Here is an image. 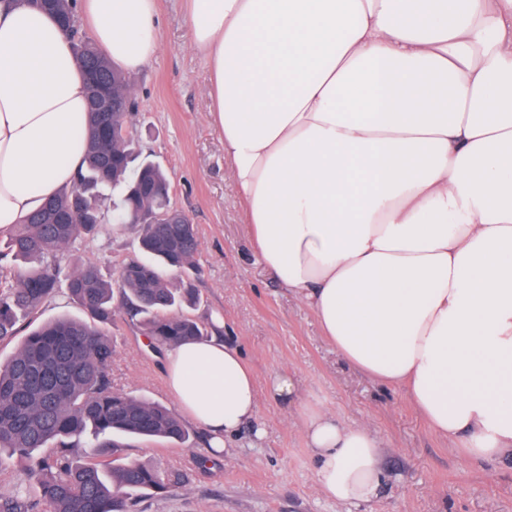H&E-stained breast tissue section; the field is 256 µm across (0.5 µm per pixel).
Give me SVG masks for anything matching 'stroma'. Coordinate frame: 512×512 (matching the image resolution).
Returning <instances> with one entry per match:
<instances>
[{
	"label": "stroma",
	"mask_w": 512,
	"mask_h": 512,
	"mask_svg": "<svg viewBox=\"0 0 512 512\" xmlns=\"http://www.w3.org/2000/svg\"><path fill=\"white\" fill-rule=\"evenodd\" d=\"M158 61L129 72L140 107L133 119L143 155L171 176L170 196L196 226L199 294L193 314L221 317L222 340L239 348L260 393L255 440L235 435L225 454L208 450L207 435L190 425L181 445L133 441L129 458L157 462L186 474L165 498L147 497L142 512H512V460L475 461L434 433L404 391L381 385L347 365L326 340L313 311L257 261L242 207L228 175L224 147L209 118L204 57L190 44L183 0H157ZM134 230L106 227L92 243L59 254L62 267L82 258L118 266L139 256ZM114 389L165 405L164 352L124 317L112 327ZM291 374L297 400L268 387ZM323 408L347 422H364L380 438L386 480L377 496L343 505L319 489L303 436L304 408Z\"/></svg>",
	"instance_id": "35a3bbf8"
}]
</instances>
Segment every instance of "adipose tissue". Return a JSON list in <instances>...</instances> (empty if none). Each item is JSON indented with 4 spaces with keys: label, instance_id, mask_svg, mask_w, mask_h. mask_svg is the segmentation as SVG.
<instances>
[{
    "label": "adipose tissue",
    "instance_id": "adipose-tissue-1",
    "mask_svg": "<svg viewBox=\"0 0 512 512\" xmlns=\"http://www.w3.org/2000/svg\"><path fill=\"white\" fill-rule=\"evenodd\" d=\"M258 262L352 367L406 392L474 460L512 458V0H185ZM98 47L159 55L156 0H84ZM87 89L71 41L0 0V233L73 184ZM165 384L214 452L260 396L219 339L168 351ZM321 492L382 485L363 423L306 412Z\"/></svg>",
    "mask_w": 512,
    "mask_h": 512
}]
</instances>
